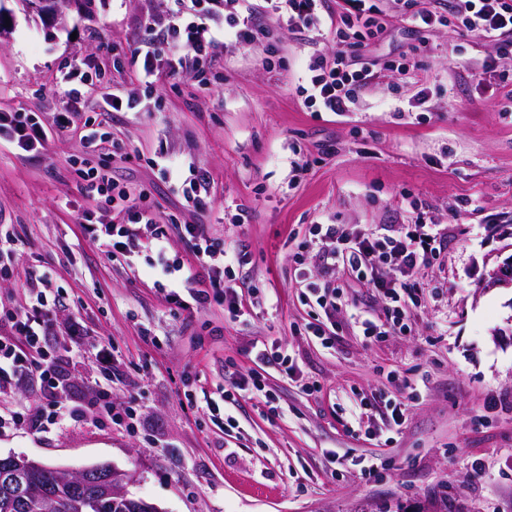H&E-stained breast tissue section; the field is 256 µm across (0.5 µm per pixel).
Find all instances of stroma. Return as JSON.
<instances>
[{
    "label": "stroma",
    "instance_id": "1",
    "mask_svg": "<svg viewBox=\"0 0 512 512\" xmlns=\"http://www.w3.org/2000/svg\"><path fill=\"white\" fill-rule=\"evenodd\" d=\"M10 24L0 36V111L24 109L53 126L65 102L55 81L81 60L97 68L77 123L108 120L127 157L110 161L130 186H147L162 214L203 225L247 254L240 280L265 304L231 322L224 308H182L147 274L150 235L127 262L111 261L86 241L79 216L88 207L74 159L86 156L78 136L49 135L42 150L0 146V224L23 238L12 275L0 279V303H22L30 272L52 265L60 318L84 325L87 341L110 342L119 378L115 399H135L139 425L126 431L70 422L47 433L0 434V456H24L72 471L107 463L127 474L130 497L161 512H371L402 505L433 512L441 498L465 512H512V288L484 279L512 258V112L498 59L488 42L456 26L426 35L420 51L399 22L396 0H383L386 32L362 52L379 59L355 109L315 114L294 93L313 54L336 41L318 31L270 24L261 0L255 20L270 27V44L248 48L217 42L205 64L207 83L160 80L146 89L129 50L166 22L174 0H93L62 24L29 16L5 0ZM413 66L401 80L397 66ZM130 94L134 109L106 113L112 91ZM427 99L410 102L418 91ZM175 158L178 179L156 161ZM211 180L206 210L184 208L182 190L196 172ZM426 204L450 226L440 263L423 269L414 332L367 345L347 314L336 317V345L305 337L313 314L294 261L311 224L350 229L409 224L412 202ZM249 210L233 224L236 206ZM257 341L286 345L298 365L290 377L265 369L263 381L284 409L279 418L254 402L234 412L225 431L204 413L232 377L254 370ZM410 389L390 384L389 372ZM317 382L319 393L304 385ZM196 392V405L183 395ZM406 401L402 426L368 438L358 419L362 401ZM390 458L380 479L360 473V458ZM482 476L467 477L472 464Z\"/></svg>",
    "mask_w": 512,
    "mask_h": 512
}]
</instances>
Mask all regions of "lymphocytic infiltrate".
I'll list each match as a JSON object with an SVG mask.
<instances>
[{
  "label": "lymphocytic infiltrate",
  "mask_w": 512,
  "mask_h": 512,
  "mask_svg": "<svg viewBox=\"0 0 512 512\" xmlns=\"http://www.w3.org/2000/svg\"><path fill=\"white\" fill-rule=\"evenodd\" d=\"M224 10L226 30L236 44L249 47L268 38L269 30L257 24L252 16L242 15L241 0H212ZM327 0H265V10L281 25L311 28L326 25L339 37L342 46L330 56L311 57L305 83L295 92L321 112L339 114L351 111L361 89L375 75L374 65L362 61L361 49L366 39L382 31V10L379 0H339V9L324 13ZM403 21L418 36L438 26L457 24L475 38L494 42L498 52L512 55V0H460L451 14L437 13L421 7L418 0H402ZM216 37L203 16L172 15L164 30L131 50L133 59L141 61V80L153 85L159 76L172 80L202 79L199 69L209 57ZM0 137L25 151L44 147L48 135L34 112H1ZM81 192L89 200L111 208L109 221H93L91 211L81 216L83 233L103 248L115 262H122L140 245V230L152 231L153 270L159 289L176 296L186 289L197 310L212 304L224 307L228 319L239 317L243 298L238 292L234 269L243 265L241 251L227 248L224 239L210 236L202 225L178 223L175 218H161L148 199L147 189H131L114 181L109 169L102 165L81 171ZM413 223L383 224L375 228L351 231L341 224H315L310 240L302 244L298 263L313 259L317 269L315 281L306 285L304 300L312 308L317 322L308 324L307 335L322 346L333 347L336 341L335 318L346 313L365 344L400 333L410 334L413 310L420 305L418 280L420 271L433 265L448 241L440 221L431 210L415 209ZM177 230L189 247L192 264L170 256L169 232ZM347 280L377 294L383 302L379 314L348 303L337 273ZM39 289L29 290L20 306H0V403L7 408L0 413V429L28 430L42 433L52 427L67 425L76 414L67 403L71 385V366L93 357L99 371L112 370V348L103 343L84 348H67L65 353L51 350L48 341L59 337L83 335L82 324L74 319L59 320L56 296L49 290L50 269L36 273ZM39 381L48 409L9 406L25 384ZM260 400L267 414L281 416L279 398L266 390L259 374L252 373L230 381L219 400L206 403L205 413L212 422L235 426L232 414L222 413V406L237 407L242 402ZM85 418L90 423L109 420L112 425L128 430L138 422V406L134 401L118 402L111 388L95 391L91 409Z\"/></svg>",
  "instance_id": "f902f5d3"
}]
</instances>
